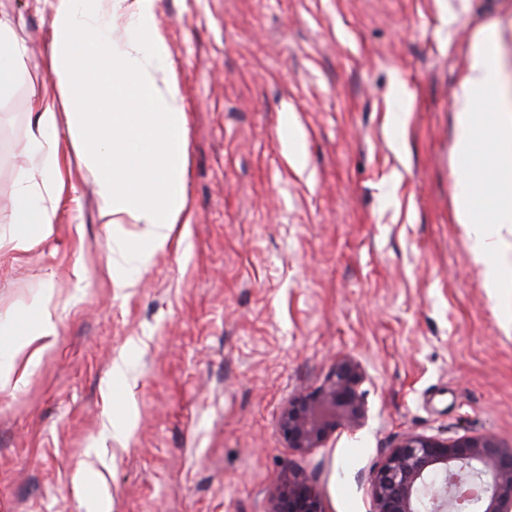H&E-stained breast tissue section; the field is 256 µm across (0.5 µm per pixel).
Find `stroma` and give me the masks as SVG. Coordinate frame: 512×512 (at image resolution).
I'll return each instance as SVG.
<instances>
[{
  "mask_svg": "<svg viewBox=\"0 0 512 512\" xmlns=\"http://www.w3.org/2000/svg\"><path fill=\"white\" fill-rule=\"evenodd\" d=\"M187 117L180 242L117 288L78 168L54 231L0 255V357L54 288L52 346L0 388V512H268L288 473L370 512L369 472L412 432L512 448V296L490 294L452 212L454 105L512 0H154ZM28 72L0 99V230L45 0H0ZM303 132L289 162L282 118ZM363 370L354 432L288 449L282 408L336 358ZM124 365L125 374L114 372Z\"/></svg>",
  "mask_w": 512,
  "mask_h": 512,
  "instance_id": "35a3bbf8",
  "label": "stroma"
}]
</instances>
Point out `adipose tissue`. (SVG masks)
I'll return each mask as SVG.
<instances>
[{
  "label": "adipose tissue",
  "instance_id": "1",
  "mask_svg": "<svg viewBox=\"0 0 512 512\" xmlns=\"http://www.w3.org/2000/svg\"><path fill=\"white\" fill-rule=\"evenodd\" d=\"M47 75L59 100L35 95L31 122L16 151L26 161L12 202L17 229L0 249L28 250L47 239L66 188L58 144L68 137L78 169L90 179L105 228L141 225L135 242L116 236L106 269L118 288L133 287L127 268L147 265L171 242L186 214V112L154 0H49ZM25 50L0 19V98L25 74ZM492 150L477 156L478 140ZM485 175L474 176V161ZM454 220L471 229L476 257L496 255L487 281L512 288V100L502 94L500 36L480 29L468 50L455 103ZM53 292L36 303L38 321L21 332L0 386L23 376L25 355H38L56 332Z\"/></svg>",
  "mask_w": 512,
  "mask_h": 512
}]
</instances>
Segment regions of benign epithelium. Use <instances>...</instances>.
<instances>
[{"label":"benign epithelium","mask_w":512,"mask_h":512,"mask_svg":"<svg viewBox=\"0 0 512 512\" xmlns=\"http://www.w3.org/2000/svg\"><path fill=\"white\" fill-rule=\"evenodd\" d=\"M363 373L350 358L336 360L320 386L297 392L283 407L279 430L286 446L297 452L322 447L338 431H354L367 415L360 390ZM372 512H422V496L431 512H512V448L485 433L442 440L415 433L403 435L384 452L368 478ZM269 512H325L316 485L291 473L278 486Z\"/></svg>","instance_id":"7a95c632"}]
</instances>
